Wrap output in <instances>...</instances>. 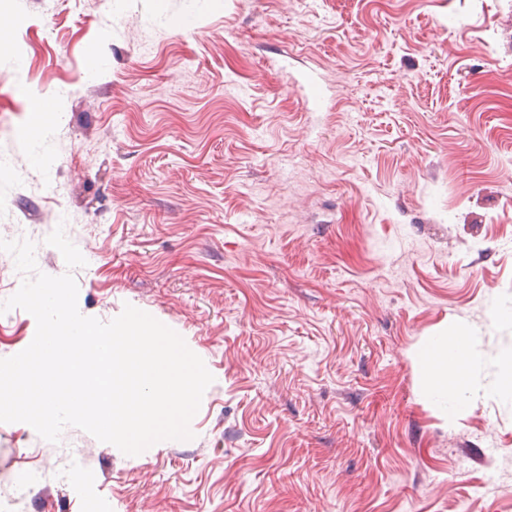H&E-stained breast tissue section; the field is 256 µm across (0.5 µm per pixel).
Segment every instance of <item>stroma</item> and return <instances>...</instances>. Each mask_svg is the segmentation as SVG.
Segmentation results:
<instances>
[{
    "label": "stroma",
    "instance_id": "1",
    "mask_svg": "<svg viewBox=\"0 0 512 512\" xmlns=\"http://www.w3.org/2000/svg\"><path fill=\"white\" fill-rule=\"evenodd\" d=\"M0 29V234L214 377L143 457L0 422V503L512 512V0H0ZM61 213L84 267L46 243ZM446 326L480 393L449 416L415 359ZM35 332L0 315V358ZM32 112L29 136L36 146H41L44 134L54 123L57 113L54 106L47 102L37 104Z\"/></svg>",
    "mask_w": 512,
    "mask_h": 512
}]
</instances>
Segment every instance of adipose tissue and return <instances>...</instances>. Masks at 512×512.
I'll list each match as a JSON object with an SVG mask.
<instances>
[{
	"mask_svg": "<svg viewBox=\"0 0 512 512\" xmlns=\"http://www.w3.org/2000/svg\"><path fill=\"white\" fill-rule=\"evenodd\" d=\"M468 357V338L459 329L434 332L417 351L424 394L444 414L454 413L474 396L468 382Z\"/></svg>",
	"mask_w": 512,
	"mask_h": 512,
	"instance_id": "ef3b65f1",
	"label": "adipose tissue"
}]
</instances>
